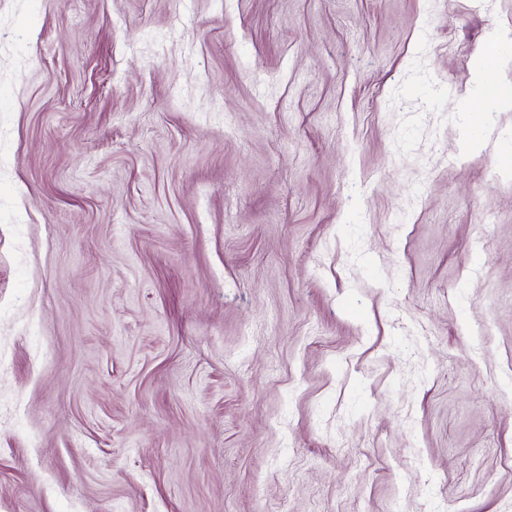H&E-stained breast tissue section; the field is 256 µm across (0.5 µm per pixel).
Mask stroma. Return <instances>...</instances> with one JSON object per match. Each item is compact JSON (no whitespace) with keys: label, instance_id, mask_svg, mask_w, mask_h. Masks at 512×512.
<instances>
[{"label":"stroma","instance_id":"obj_1","mask_svg":"<svg viewBox=\"0 0 512 512\" xmlns=\"http://www.w3.org/2000/svg\"><path fill=\"white\" fill-rule=\"evenodd\" d=\"M504 42L512 0H0V512H512Z\"/></svg>","mask_w":512,"mask_h":512}]
</instances>
